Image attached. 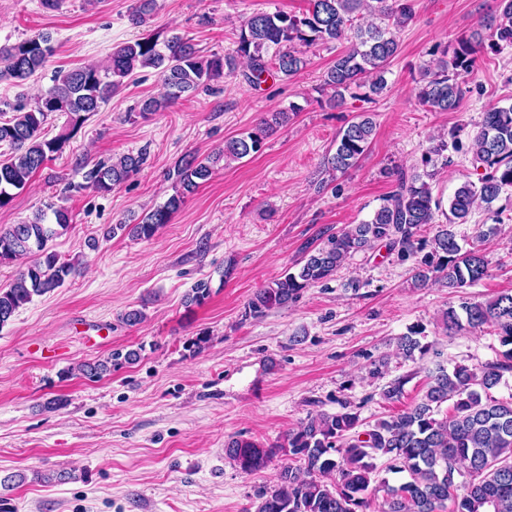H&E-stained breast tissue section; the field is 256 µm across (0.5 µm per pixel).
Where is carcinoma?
<instances>
[{"label":"carcinoma","mask_w":512,"mask_h":512,"mask_svg":"<svg viewBox=\"0 0 512 512\" xmlns=\"http://www.w3.org/2000/svg\"><path fill=\"white\" fill-rule=\"evenodd\" d=\"M308 11L290 15L256 12L243 20L235 50L205 58L190 39L172 33L164 38L147 35L112 48L103 65L59 70L53 84L35 102L19 95L12 116L0 121V144L11 149L0 160V208L9 205L13 191L24 189L49 154L58 151L71 132L45 137L48 117L55 112L70 116L77 128L85 115L102 104L136 70L153 69L163 91L141 104L140 112H158L186 92L222 76H242L252 87L270 77L288 78L307 64L304 49L346 40L348 50L336 56L324 75L323 85L333 94L329 105L340 107L345 93L356 89L370 101L388 86V65L399 51L398 31L414 16V0H309ZM156 0H135L129 20L140 26L154 12ZM481 27L490 30L460 40L451 60L439 59L435 69L425 70L417 92L419 102L433 112L456 110L467 93L466 77L473 71L476 54L487 48L494 53L512 46V0H498L497 9ZM51 37L38 34L13 45L0 46V79L22 86L43 69L53 56ZM286 111L275 112L245 135L228 140L224 148L202 160L178 165L170 178L174 193L163 206L137 224H114L133 238L150 240L171 222L185 198L207 181L219 163L229 164L259 152L263 141L288 123ZM376 124L367 113L339 131L336 149L324 167L344 173L366 152ZM448 141L432 139L421 157L422 169L408 174L394 172L395 189L382 200L372 217L351 224L327 238L310 252L294 272H285L258 289L248 302L245 316L264 317L269 311L297 300L301 292L333 277L359 251L378 244L399 248L404 256L422 254L414 273V286L439 282L448 294L459 298L458 307L444 313V327L454 331L468 327L494 329L506 347L503 359L481 367L455 365L437 368L421 400L404 412L371 424L348 406L336 413L320 412L288 431L291 463L278 473L277 484L257 493L254 512H369L372 495L384 492L381 512H437L446 501L452 512H512V396L499 399L490 391L504 373L512 371V292L481 302L460 296L488 276V261L477 247L460 244L455 226L467 222L477 203L493 205L512 190V104L483 112L470 144L472 161L484 169L478 181L464 182L449 203L447 222L437 224L431 239L420 237L423 228L436 224L440 200L431 182L447 167ZM144 154H124L110 164L97 163L84 173L86 185L109 192L137 174ZM68 211H37L8 229H0V264L26 255L35 260L21 269L11 286L0 290V328L33 297L52 292L78 272L79 263L63 260L48 243L69 227ZM415 328L398 338L406 358L426 355L430 345ZM410 376L391 381L382 391L388 401L399 400ZM451 403V412L441 414ZM282 449L264 447L232 437L224 442V455L244 473L266 467ZM403 474L398 485L387 474ZM464 476L463 485L456 477Z\"/></svg>","instance_id":"obj_1"}]
</instances>
